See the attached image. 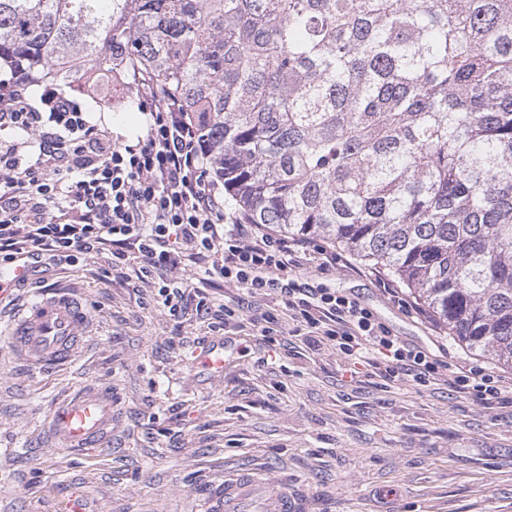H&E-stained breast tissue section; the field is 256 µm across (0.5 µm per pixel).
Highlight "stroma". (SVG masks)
I'll return each mask as SVG.
<instances>
[{"mask_svg":"<svg viewBox=\"0 0 512 512\" xmlns=\"http://www.w3.org/2000/svg\"><path fill=\"white\" fill-rule=\"evenodd\" d=\"M73 93L114 141L143 135L146 117L129 92L76 79ZM377 269L326 274L312 283L372 308L402 340L432 347L429 324L408 316L374 285ZM160 280L106 269L104 259L64 268L37 263L27 285L0 297L9 318L41 288L73 287L93 322L67 363L30 369L0 335V512H201L225 472L260 469L304 512H512V403L492 405L445 381L418 385L350 372L335 349L310 350L293 335L267 341L155 302ZM224 338V378L193 363L204 342ZM116 399L112 449L72 455L47 442L52 404L83 384Z\"/></svg>","mask_w":512,"mask_h":512,"instance_id":"1","label":"stroma"}]
</instances>
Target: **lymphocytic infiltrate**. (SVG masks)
I'll return each instance as SVG.
<instances>
[{"label":"lymphocytic infiltrate","instance_id":"f902f5d3","mask_svg":"<svg viewBox=\"0 0 512 512\" xmlns=\"http://www.w3.org/2000/svg\"><path fill=\"white\" fill-rule=\"evenodd\" d=\"M25 68L0 80V267L16 259L49 257L69 265L106 255L112 270L138 260V278L158 276L159 307L180 318L187 309L210 314L202 290L186 293L174 270L196 269L201 282L234 285L240 296L224 307L225 325L248 319L262 336L282 335L269 310L244 315L246 299L276 295L311 349L330 346L375 376H407L424 385L447 380L456 392L485 401L512 392V379L479 374L392 333L353 295L303 282L301 270L350 267L328 247L274 234L226 212L224 190L210 177L211 153L177 98L132 75L133 94L146 117L135 144L114 142L109 128L53 85L32 98Z\"/></svg>","mask_w":512,"mask_h":512}]
</instances>
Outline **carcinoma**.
<instances>
[{
  "instance_id": "1",
  "label": "carcinoma",
  "mask_w": 512,
  "mask_h": 512,
  "mask_svg": "<svg viewBox=\"0 0 512 512\" xmlns=\"http://www.w3.org/2000/svg\"><path fill=\"white\" fill-rule=\"evenodd\" d=\"M134 65L250 224L386 269L512 368V0H0V70Z\"/></svg>"
}]
</instances>
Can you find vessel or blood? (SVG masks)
<instances>
[{
    "label": "vessel or blood",
    "instance_id": "vessel-or-blood-1",
    "mask_svg": "<svg viewBox=\"0 0 512 512\" xmlns=\"http://www.w3.org/2000/svg\"><path fill=\"white\" fill-rule=\"evenodd\" d=\"M92 320L70 288H50L18 308L7 326L13 350L37 367L68 361L87 338ZM199 365L211 378L224 375V342L217 339L198 352ZM112 390L87 385L70 392L48 417L46 431L74 453L112 445ZM299 499L273 489L253 472L225 473L224 485L207 499L205 512H299Z\"/></svg>",
    "mask_w": 512,
    "mask_h": 512
}]
</instances>
